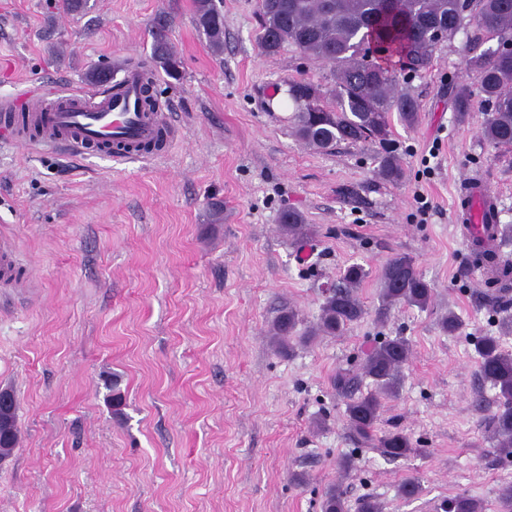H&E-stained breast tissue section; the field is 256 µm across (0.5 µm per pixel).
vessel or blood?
<instances>
[{
    "mask_svg": "<svg viewBox=\"0 0 512 512\" xmlns=\"http://www.w3.org/2000/svg\"><path fill=\"white\" fill-rule=\"evenodd\" d=\"M143 96V82L130 67L118 83L89 91L60 89L49 95L27 91L15 103L0 106V131L17 139L32 129L43 142L79 156L102 151L114 159L140 157L169 124L165 113L141 110ZM457 208L463 211L469 231L478 235L498 218L492 192L475 176Z\"/></svg>",
    "mask_w": 512,
    "mask_h": 512,
    "instance_id": "vessel-or-blood-1",
    "label": "vessel or blood"
}]
</instances>
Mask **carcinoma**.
Returning a JSON list of instances; mask_svg holds the SVG:
<instances>
[{
    "mask_svg": "<svg viewBox=\"0 0 512 512\" xmlns=\"http://www.w3.org/2000/svg\"><path fill=\"white\" fill-rule=\"evenodd\" d=\"M262 23L258 36L261 52L276 54L293 46L303 56L331 64L334 84L324 90L304 78L288 85V98L296 107L295 134L306 144L323 151L341 143L372 141L382 147L378 171L383 178L398 182L402 168L388 151L391 112L413 124L418 119L416 100L401 87L398 70L417 72L428 68L433 53L474 24L487 37L512 41V0H260ZM195 23L215 51L224 45V17L215 0H197ZM159 65L170 78L179 76L180 61L163 38L155 39L149 59L136 67L148 72ZM468 65L474 82L456 86L454 103L461 115L482 106L486 119L482 138L495 148H512V55L468 49ZM281 232L292 241L311 234L309 225L296 211L280 218ZM360 264L348 265L340 282L324 297L321 314L310 336H340L359 321L364 309L354 294L366 278ZM381 311L406 304L427 307L434 288L418 270L415 260L400 253L389 258L381 271ZM299 314L290 308L275 322L274 342L281 351L290 349V338ZM479 375L495 390L496 411L487 431L499 453L512 456V353L504 350L496 336L478 342ZM410 347L401 338L386 340L371 348L362 375L336 374V391L347 398L350 431L365 442H376L388 460L415 452L410 438L401 431L378 437L375 425L381 397L399 388L400 369L408 361ZM369 377L375 390L360 391L361 377ZM19 439L17 405L13 395L0 391V461L12 456ZM477 500L459 494L444 505L445 512H478ZM322 512H346L343 494L331 486L321 504Z\"/></svg>",
    "mask_w": 512,
    "mask_h": 512,
    "instance_id": "1",
    "label": "carcinoma"
}]
</instances>
